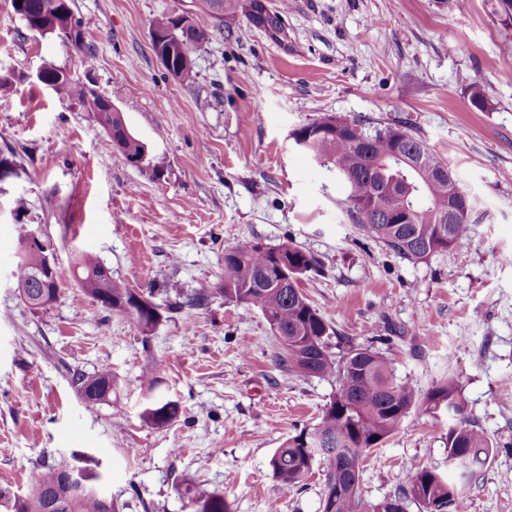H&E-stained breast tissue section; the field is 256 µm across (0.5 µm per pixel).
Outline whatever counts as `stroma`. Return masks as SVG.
I'll list each match as a JSON object with an SVG mask.
<instances>
[{
    "label": "stroma",
    "instance_id": "1",
    "mask_svg": "<svg viewBox=\"0 0 512 512\" xmlns=\"http://www.w3.org/2000/svg\"><path fill=\"white\" fill-rule=\"evenodd\" d=\"M264 2L280 30L210 29L186 85L150 31L190 0H72L89 67L0 0V487L25 493L45 455L91 458L120 512H197L205 494L231 512H322L325 461L287 489L269 460L319 422L336 382L280 368L261 310L220 291L225 248L258 240L319 260L302 288L333 328L331 352L371 346L420 395L458 384L467 420L498 444L467 512H512V0ZM46 64L111 99L142 166L105 148L83 103L37 81ZM327 113L407 123L440 153L476 202L469 246L410 262L360 232L342 183L293 139ZM29 232L56 248L61 292L39 310L11 278ZM84 251L164 306L151 334L78 287ZM203 284L204 305L166 309ZM104 367L120 386L87 405L70 373ZM151 374L179 405L170 423L142 418ZM444 423L412 407L365 458V499L394 495L415 468L447 474Z\"/></svg>",
    "mask_w": 512,
    "mask_h": 512
}]
</instances>
